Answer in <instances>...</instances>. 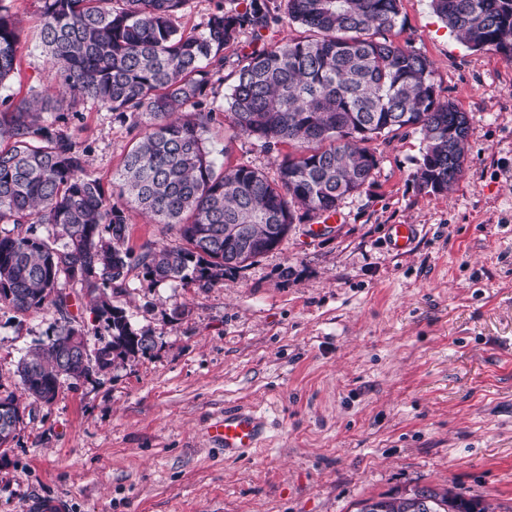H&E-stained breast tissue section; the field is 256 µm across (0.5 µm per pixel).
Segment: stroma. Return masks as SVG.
Masks as SVG:
<instances>
[{
  "label": "stroma",
  "mask_w": 512,
  "mask_h": 512,
  "mask_svg": "<svg viewBox=\"0 0 512 512\" xmlns=\"http://www.w3.org/2000/svg\"><path fill=\"white\" fill-rule=\"evenodd\" d=\"M258 36L224 52L208 98L219 161L275 177L292 153L235 136L224 112L238 55L301 36L283 0ZM21 21L18 70L0 97L50 85L39 0H8ZM389 37L434 64L441 99L471 126L449 194L415 181L424 143L404 128L370 142L371 186L346 198L314 235L295 224L280 246L208 288L154 282L132 267L113 302L154 349L66 381L51 404L28 401L0 457V512L63 499L68 512H357L361 500L431 485L512 501V63L468 48L430 0H401ZM59 128L86 147L104 188L134 131L78 102ZM125 246L171 243L174 231L128 211ZM413 225L411 247L388 228ZM53 308L0 304V388H18L19 359L53 335ZM261 416L259 448L228 457L211 436L224 410ZM415 229L410 224H393L388 233L390 249L396 253L405 252L412 244Z\"/></svg>",
  "instance_id": "1"
}]
</instances>
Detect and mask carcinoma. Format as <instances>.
<instances>
[{
	"mask_svg": "<svg viewBox=\"0 0 512 512\" xmlns=\"http://www.w3.org/2000/svg\"><path fill=\"white\" fill-rule=\"evenodd\" d=\"M40 40L50 57L53 90L33 102L0 100V303L21 312L55 308L63 324L17 365L21 394H0L13 408L0 421V448L23 422L20 396L51 403L61 383L86 377L81 350L64 344L88 336L70 314L80 287L91 297L108 336L98 338L99 370L155 346L112 303L136 262L150 279L207 288L224 273L266 254L246 247L237 227L257 237L270 224L302 215L333 214L340 202L371 182L377 160L368 143L404 127L425 143L416 172L419 190L446 194L467 158V117L436 94L433 63L386 33L402 24L400 0H286L288 22L306 36L286 38L244 55L227 111L234 133L269 148L296 149L271 180L240 164L226 168L207 146L215 109L206 106L209 68L224 66V49L247 29L269 24L249 10H220L199 32L185 33L177 15L189 0H40ZM437 16L463 43L512 62V0H431ZM19 21L0 0V88L18 67ZM106 108L137 131L109 194L87 168V149L44 114L62 119L69 99ZM193 111L186 112L187 108ZM176 231L178 244H149L131 259L124 203ZM47 224L53 232L37 233ZM248 249L239 260L235 254ZM427 512H512L449 489L424 486ZM417 494L359 502L358 512H409Z\"/></svg>",
	"mask_w": 512,
	"mask_h": 512,
	"instance_id": "cac0c4a2",
	"label": "carcinoma"
}]
</instances>
